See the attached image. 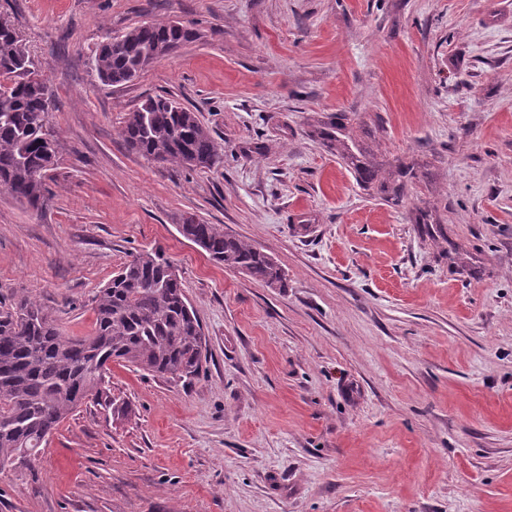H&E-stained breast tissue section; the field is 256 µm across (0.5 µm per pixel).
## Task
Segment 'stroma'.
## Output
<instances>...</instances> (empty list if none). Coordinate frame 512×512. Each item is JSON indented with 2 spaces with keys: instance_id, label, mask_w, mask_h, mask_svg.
Wrapping results in <instances>:
<instances>
[{
  "instance_id": "stroma-1",
  "label": "stroma",
  "mask_w": 512,
  "mask_h": 512,
  "mask_svg": "<svg viewBox=\"0 0 512 512\" xmlns=\"http://www.w3.org/2000/svg\"><path fill=\"white\" fill-rule=\"evenodd\" d=\"M55 107L52 193L0 191V303L69 336L160 244L202 323L191 383L112 364L0 512H512V0H0ZM196 39L103 83L106 37ZM171 94L223 148L161 166L121 137ZM399 193H392V186ZM274 258L270 288L185 215ZM177 230L205 251L216 265L246 274L270 288L285 287V273L271 256L241 238L226 234L221 225L204 224L190 214L181 218Z\"/></svg>"
}]
</instances>
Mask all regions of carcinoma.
<instances>
[{
	"label": "carcinoma",
	"mask_w": 512,
	"mask_h": 512,
	"mask_svg": "<svg viewBox=\"0 0 512 512\" xmlns=\"http://www.w3.org/2000/svg\"><path fill=\"white\" fill-rule=\"evenodd\" d=\"M195 38L177 21L143 23L116 44L102 43L94 68L102 82L123 86ZM32 61L12 21L0 16V187L39 211L48 195L44 151L55 140L46 83L23 72ZM121 135L131 150L161 165L211 168L223 156L199 113L166 95L127 113ZM177 230L213 263L285 287V273L271 256L221 225L190 214ZM93 312L90 334L67 336L33 299L21 297L0 311V470L34 464L65 419L102 398L115 362L179 381L201 372L206 337L164 247L130 255L98 291Z\"/></svg>",
	"instance_id": "obj_1"
}]
</instances>
